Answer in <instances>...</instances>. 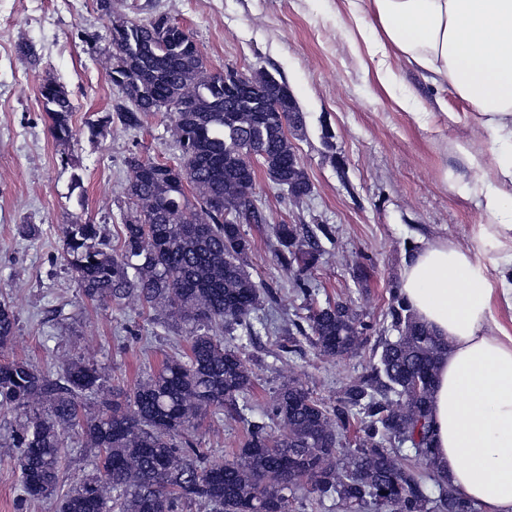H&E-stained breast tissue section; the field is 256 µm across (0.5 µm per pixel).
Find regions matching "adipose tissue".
Returning a JSON list of instances; mask_svg holds the SVG:
<instances>
[{
	"mask_svg": "<svg viewBox=\"0 0 512 512\" xmlns=\"http://www.w3.org/2000/svg\"><path fill=\"white\" fill-rule=\"evenodd\" d=\"M370 56L396 58L448 85L479 114L493 150L456 143L496 275L470 252L425 243L406 258L400 292L448 345L436 369L434 462L481 512H512V0H344ZM496 184L484 188L485 168Z\"/></svg>",
	"mask_w": 512,
	"mask_h": 512,
	"instance_id": "1",
	"label": "adipose tissue"
}]
</instances>
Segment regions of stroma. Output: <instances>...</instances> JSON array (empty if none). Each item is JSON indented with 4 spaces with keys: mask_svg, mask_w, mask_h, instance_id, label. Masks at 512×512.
<instances>
[{
    "mask_svg": "<svg viewBox=\"0 0 512 512\" xmlns=\"http://www.w3.org/2000/svg\"><path fill=\"white\" fill-rule=\"evenodd\" d=\"M158 14L190 31L208 69L269 72L287 84L304 113L303 130L288 139L310 195L295 200L259 178L253 198L266 221L242 227L253 242L249 271L278 301L255 310L259 334L241 356L253 373L254 402L271 400L293 379L334 406L373 351L395 336L386 311L409 246L445 241L491 261L476 235L474 197L445 177L466 170L455 141L484 136L476 113L449 86L425 82L403 62L393 65L395 96L410 103L399 107L378 84L364 45L347 35L342 0H112L106 15L96 0H0V299L11 301L18 317L9 354L45 371L91 357L114 387L127 389L182 343L184 328L152 323L138 304H88L61 262L62 227L75 219L119 238L131 206L132 155L170 164L181 156L166 113L143 116L137 128L113 113L123 94L109 77V28ZM29 48L38 57L33 67L23 61ZM48 80L66 86L75 106L77 136L66 145L53 139L40 101ZM421 108L427 114L420 120ZM24 224L38 225L39 236H20ZM280 224L319 233L322 256L307 274L315 296L298 293L294 273L277 261ZM336 302L350 304L373 326L357 354L332 358L305 340L283 351L310 308ZM62 305L77 319L52 320ZM14 421V414L0 412V512H55L53 500L18 499V471L1 446ZM196 437L205 450L227 457L244 428L234 415L208 416Z\"/></svg>",
    "mask_w": 512,
    "mask_h": 512,
    "instance_id": "35a3bbf8",
    "label": "stroma"
}]
</instances>
